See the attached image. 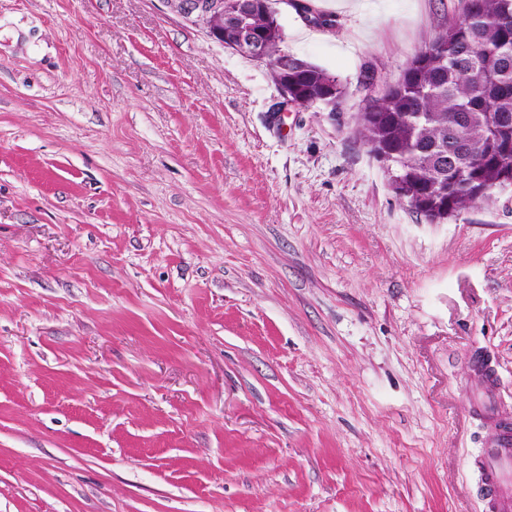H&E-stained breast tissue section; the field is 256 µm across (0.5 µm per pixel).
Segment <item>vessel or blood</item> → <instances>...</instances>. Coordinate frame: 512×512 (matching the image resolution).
Segmentation results:
<instances>
[{
  "label": "vessel or blood",
  "instance_id": "1",
  "mask_svg": "<svg viewBox=\"0 0 512 512\" xmlns=\"http://www.w3.org/2000/svg\"><path fill=\"white\" fill-rule=\"evenodd\" d=\"M475 368L483 380L474 391V409L494 430L477 462L488 512H512V426L502 419L493 374L483 362H476Z\"/></svg>",
  "mask_w": 512,
  "mask_h": 512
}]
</instances>
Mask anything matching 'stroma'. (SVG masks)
Wrapping results in <instances>:
<instances>
[{
  "instance_id": "1",
  "label": "stroma",
  "mask_w": 512,
  "mask_h": 512,
  "mask_svg": "<svg viewBox=\"0 0 512 512\" xmlns=\"http://www.w3.org/2000/svg\"><path fill=\"white\" fill-rule=\"evenodd\" d=\"M308 2L336 117L166 0H0V512H486L512 189L426 223L356 134L460 0Z\"/></svg>"
}]
</instances>
